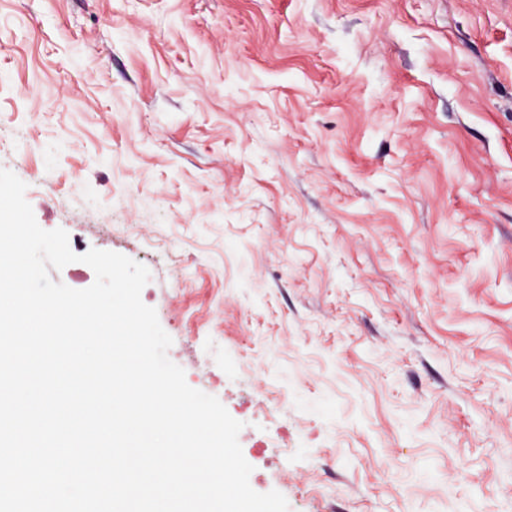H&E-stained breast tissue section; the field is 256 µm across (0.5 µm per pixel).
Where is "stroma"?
<instances>
[{"instance_id": "stroma-1", "label": "stroma", "mask_w": 512, "mask_h": 512, "mask_svg": "<svg viewBox=\"0 0 512 512\" xmlns=\"http://www.w3.org/2000/svg\"><path fill=\"white\" fill-rule=\"evenodd\" d=\"M0 168L256 492L512 512V0H0Z\"/></svg>"}]
</instances>
